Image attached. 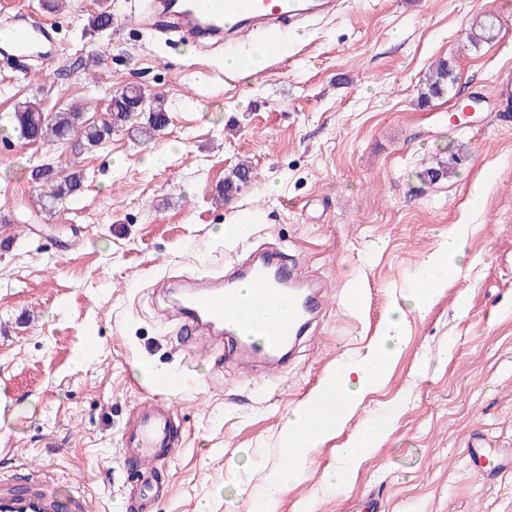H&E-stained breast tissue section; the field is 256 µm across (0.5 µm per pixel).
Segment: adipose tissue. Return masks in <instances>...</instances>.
Masks as SVG:
<instances>
[{"label": "adipose tissue", "mask_w": 512, "mask_h": 512, "mask_svg": "<svg viewBox=\"0 0 512 512\" xmlns=\"http://www.w3.org/2000/svg\"><path fill=\"white\" fill-rule=\"evenodd\" d=\"M465 248L463 225H453L440 234L436 249L424 256L414 270L410 297L414 311H425L447 288L450 275L456 270L454 261L464 256ZM402 336L400 317H391L374 349L364 356L338 363L322 378L307 402L289 412L283 427L280 465L256 493L253 512H275L289 485L301 478L310 456L342 428L365 398L385 381ZM397 418V405L374 409L362 428L338 448L336 479L339 485H348L367 454L377 447Z\"/></svg>", "instance_id": "1"}]
</instances>
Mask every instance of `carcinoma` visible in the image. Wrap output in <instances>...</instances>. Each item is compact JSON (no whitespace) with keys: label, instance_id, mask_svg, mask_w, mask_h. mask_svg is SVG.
<instances>
[{"label":"carcinoma","instance_id":"obj_1","mask_svg":"<svg viewBox=\"0 0 512 512\" xmlns=\"http://www.w3.org/2000/svg\"><path fill=\"white\" fill-rule=\"evenodd\" d=\"M89 26L95 32L112 29L110 9L101 7L91 16ZM455 83L453 68L448 61L439 60L433 65L419 99L429 102L434 98H442ZM141 114L144 115V122L140 126L141 135L146 140L164 130L170 121L163 102L158 99L149 102L141 89L129 87L111 97L106 107V119L99 124L85 122L84 113L76 109L69 108L49 115L35 103L24 105L8 115L7 122L8 128L26 143L64 141L77 136L83 140L84 146L91 148L110 139L113 132L127 126ZM249 174V166L240 164L224 182V190L219 193V199L224 202L232 200L239 184L249 178ZM446 177L448 163L444 161H438L418 173V179L424 185H432ZM30 180L39 188L41 211L50 214L59 202L80 195L84 175L79 170L62 173L51 167L41 166L30 171Z\"/></svg>","mask_w":512,"mask_h":512}]
</instances>
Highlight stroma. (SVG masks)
Listing matches in <instances>:
<instances>
[{"label":"stroma","instance_id":"obj_1","mask_svg":"<svg viewBox=\"0 0 512 512\" xmlns=\"http://www.w3.org/2000/svg\"><path fill=\"white\" fill-rule=\"evenodd\" d=\"M101 1L50 11L46 0H0V25L31 14L59 38L52 58L0 59V115L78 104L97 123L129 86L170 112L152 141L124 128L91 149L0 129V474L37 466L59 494L79 487L91 512H137L122 434L149 374L173 373L176 450L154 512H249L250 490L279 463L288 412L336 360L373 346L416 264L461 224L459 276L424 313L407 312L386 381L277 512H512V469L488 481L467 459L476 438L492 456L512 449V105L449 124L457 104L490 98L512 69V0H348L249 79L225 71L223 50L166 46L134 22L133 0H105L112 31L90 35ZM489 15L495 29L468 43L465 30ZM440 59L456 68L454 96L421 104ZM166 147V166H143ZM446 147L448 178L422 185L417 172ZM243 160L251 178L216 204ZM38 165L85 175L83 193L50 218L34 203ZM220 224L236 239L217 236ZM268 244L324 286L331 310L282 365L257 363L249 379L231 341L181 333L162 288ZM355 287L358 312L343 303ZM388 403L402 407L397 422L335 489L338 446Z\"/></svg>","mask_w":512,"mask_h":512}]
</instances>
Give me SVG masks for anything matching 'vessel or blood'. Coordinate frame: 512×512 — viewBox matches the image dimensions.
<instances>
[{
    "instance_id": "b4317fda",
    "label": "vessel or blood",
    "mask_w": 512,
    "mask_h": 512,
    "mask_svg": "<svg viewBox=\"0 0 512 512\" xmlns=\"http://www.w3.org/2000/svg\"><path fill=\"white\" fill-rule=\"evenodd\" d=\"M343 0H151L149 17L167 23L172 31L205 42H231L261 31L272 48H279L286 30L339 12ZM57 48L52 24L39 18H21L0 36V55L24 58L31 53L50 55ZM288 297V308L276 319L267 316L269 298ZM184 325L205 326L216 335L232 338L252 355L277 358L327 309L323 288L300 280L294 266L279 252H265L248 264L192 279L173 299ZM247 308L249 322H240L236 308ZM165 382L143 401L122 437L124 456L142 482H149L158 464L173 452V411L162 399ZM0 512H89L84 494L59 500L46 477L24 486L0 482Z\"/></svg>"
}]
</instances>
